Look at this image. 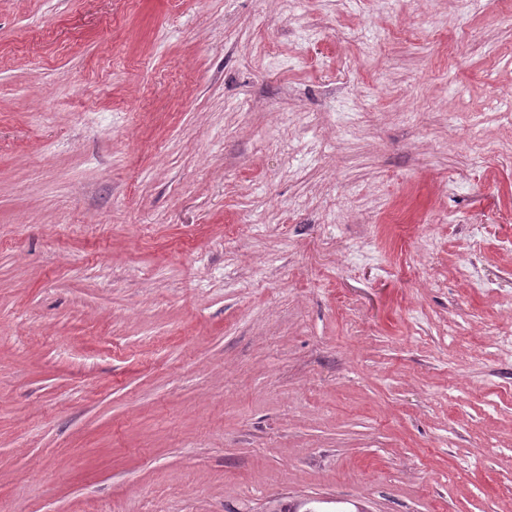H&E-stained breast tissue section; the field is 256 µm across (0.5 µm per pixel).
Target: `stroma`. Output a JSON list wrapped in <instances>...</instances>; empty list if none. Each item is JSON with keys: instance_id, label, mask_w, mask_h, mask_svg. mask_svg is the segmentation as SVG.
Wrapping results in <instances>:
<instances>
[{"instance_id": "35a3bbf8", "label": "stroma", "mask_w": 512, "mask_h": 512, "mask_svg": "<svg viewBox=\"0 0 512 512\" xmlns=\"http://www.w3.org/2000/svg\"><path fill=\"white\" fill-rule=\"evenodd\" d=\"M512 0H0V512H512Z\"/></svg>"}]
</instances>
